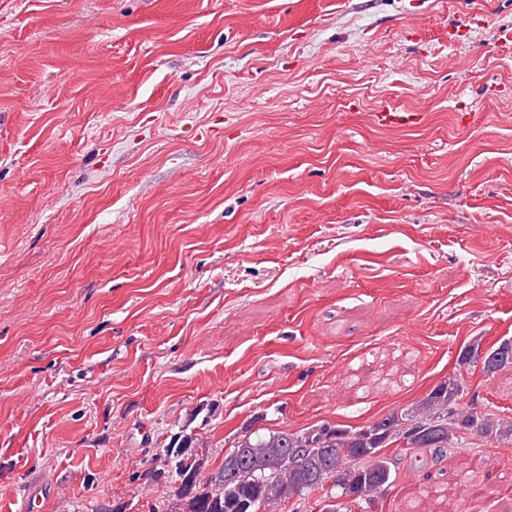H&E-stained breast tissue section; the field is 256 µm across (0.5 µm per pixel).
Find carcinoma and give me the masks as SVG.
<instances>
[{
  "mask_svg": "<svg viewBox=\"0 0 512 512\" xmlns=\"http://www.w3.org/2000/svg\"><path fill=\"white\" fill-rule=\"evenodd\" d=\"M481 366L486 375L512 370V340L487 347L475 339L458 354V366ZM466 383L452 375L418 402L355 428L324 424L302 431L261 433L249 424L224 452L206 482L198 479L196 435L183 433L166 448L167 480L186 512H245L311 503L317 512H367L397 480L392 447L409 454L430 450L439 458L471 438H512V420L476 404L462 403Z\"/></svg>",
  "mask_w": 512,
  "mask_h": 512,
  "instance_id": "1",
  "label": "carcinoma"
}]
</instances>
